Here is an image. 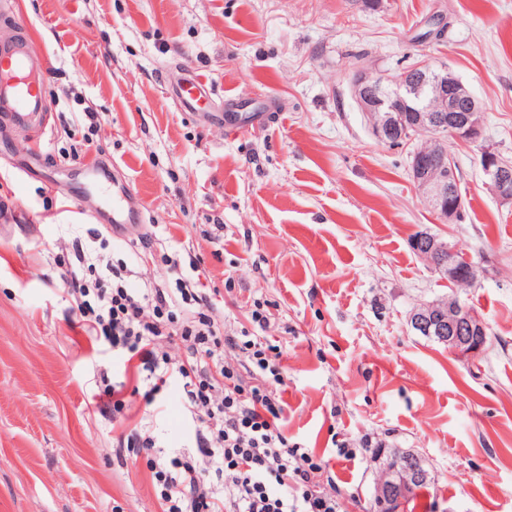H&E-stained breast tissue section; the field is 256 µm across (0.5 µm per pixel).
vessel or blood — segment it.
Instances as JSON below:
<instances>
[{
  "label": "vessel or blood",
  "mask_w": 512,
  "mask_h": 512,
  "mask_svg": "<svg viewBox=\"0 0 512 512\" xmlns=\"http://www.w3.org/2000/svg\"><path fill=\"white\" fill-rule=\"evenodd\" d=\"M30 45L23 36L0 41V120L16 128L36 129L45 136L51 126L52 109L45 81L30 66ZM171 94L190 112L209 104L208 85L197 75H189L171 86ZM136 194L126 188L112 195V228L120 230L130 215Z\"/></svg>",
  "instance_id": "vessel-or-blood-1"
}]
</instances>
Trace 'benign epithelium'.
<instances>
[{"instance_id":"7a95c632","label":"benign epithelium","mask_w":512,"mask_h":512,"mask_svg":"<svg viewBox=\"0 0 512 512\" xmlns=\"http://www.w3.org/2000/svg\"><path fill=\"white\" fill-rule=\"evenodd\" d=\"M352 96L364 112L373 135L388 142L400 131L402 108L427 96L429 105L416 112L415 129L427 136L412 152L413 182L421 198L448 222L456 221L461 199L452 193L459 182L456 163L448 153V139L476 142L483 132L485 112L468 87L443 64L419 62L403 71L386 87L378 73L363 69L351 84ZM482 169L490 191L502 202L512 203V164L485 151ZM415 251L425 257L448 281L471 283L477 274L472 259L448 247L440 238L420 234L413 240ZM408 322L415 331L435 336L438 343L458 356L480 354L485 346L486 326L468 306L444 298L416 304ZM428 479L419 462L396 464L383 470L376 481L372 501L379 512H401L408 489Z\"/></svg>"}]
</instances>
